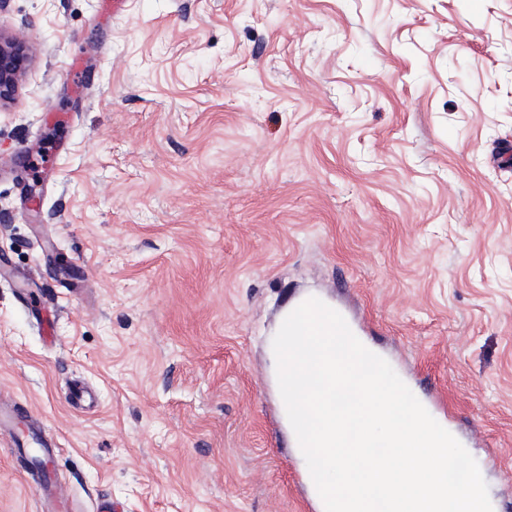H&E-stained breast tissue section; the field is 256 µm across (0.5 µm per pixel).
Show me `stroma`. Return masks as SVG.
Returning a JSON list of instances; mask_svg holds the SVG:
<instances>
[{
	"instance_id": "1",
	"label": "stroma",
	"mask_w": 512,
	"mask_h": 512,
	"mask_svg": "<svg viewBox=\"0 0 512 512\" xmlns=\"http://www.w3.org/2000/svg\"><path fill=\"white\" fill-rule=\"evenodd\" d=\"M0 34V401L77 512H306L266 343L307 294L512 502V0H7ZM42 509L0 436V512ZM28 64L27 47L0 34V104L13 100Z\"/></svg>"
}]
</instances>
